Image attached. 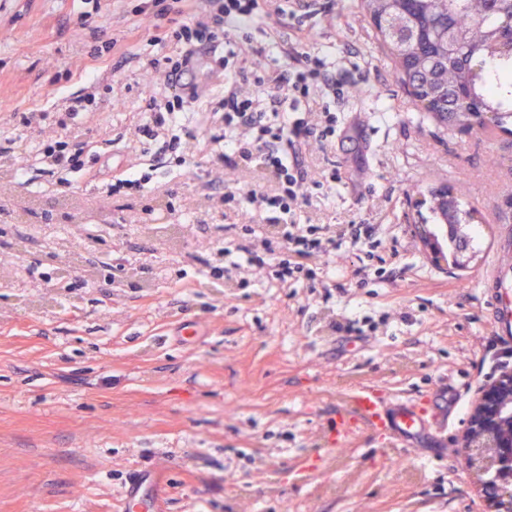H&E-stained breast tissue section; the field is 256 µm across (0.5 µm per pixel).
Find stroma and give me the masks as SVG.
I'll list each match as a JSON object with an SVG mask.
<instances>
[{"instance_id": "stroma-1", "label": "stroma", "mask_w": 512, "mask_h": 512, "mask_svg": "<svg viewBox=\"0 0 512 512\" xmlns=\"http://www.w3.org/2000/svg\"><path fill=\"white\" fill-rule=\"evenodd\" d=\"M140 3L0 0V133L11 134L10 113H61L80 97L102 161H139L132 117L164 74L138 55L165 52L148 47ZM108 39L115 48L103 49ZM297 39L357 68L336 105L339 143L304 152L310 179L332 167L342 177L307 215L378 227L390 281L351 287L357 262L343 247L325 259L324 288L290 295L259 279L193 294L176 287L164 245L137 232L144 198L103 183L62 197L45 177L21 188L0 159V257L35 264L48 237L32 225L64 223L68 209L88 223L123 219L120 250L155 274L151 288L109 300L82 288L43 307L27 304L42 291L37 277L15 272L0 285V512H119L136 478L132 512H498L458 448L479 389L499 377L491 342H512V324L491 309L498 299L512 311V221L500 218L512 206V134H445L420 118L356 0H328ZM155 182L178 192L161 223H222L181 168ZM445 183L476 208L475 238L438 265L411 227L430 221L429 191ZM339 315L376 325L340 336L330 328ZM363 385L434 418L442 465L345 406Z\"/></svg>"}]
</instances>
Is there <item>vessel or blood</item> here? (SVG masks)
Wrapping results in <instances>:
<instances>
[{
  "instance_id": "1",
  "label": "vessel or blood",
  "mask_w": 512,
  "mask_h": 512,
  "mask_svg": "<svg viewBox=\"0 0 512 512\" xmlns=\"http://www.w3.org/2000/svg\"><path fill=\"white\" fill-rule=\"evenodd\" d=\"M347 402L380 427L399 436L403 441L414 443L427 441L432 437L423 415L408 402L386 405L376 391L367 386L352 389L346 396Z\"/></svg>"
}]
</instances>
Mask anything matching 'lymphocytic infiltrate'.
I'll return each mask as SVG.
<instances>
[{
    "instance_id": "1",
    "label": "lymphocytic infiltrate",
    "mask_w": 512,
    "mask_h": 512,
    "mask_svg": "<svg viewBox=\"0 0 512 512\" xmlns=\"http://www.w3.org/2000/svg\"><path fill=\"white\" fill-rule=\"evenodd\" d=\"M318 0H210L208 9L192 12L170 0H144L141 13L158 21L150 45L173 46L174 55L152 59L151 68H164L165 83L139 113L135 133L152 142L167 136L178 167L204 181L224 207V221L212 225L214 246L209 257H197L194 272L180 270L194 287L223 279L237 288L250 287L262 276L267 287H316L322 260L349 246L358 262L356 287L382 281V267L372 224H309L302 217L313 193L324 194L336 185V172L309 182L302 157L306 145L320 149L341 137L340 120L332 103L342 100L351 77L329 55L310 52L289 42L288 31L302 25L317 10ZM252 42L249 55L238 52ZM220 54L224 95L211 111L186 125L184 112L202 99L189 75L200 55ZM259 88V96L244 94L243 84ZM84 108L75 101L67 112L42 109L11 113L19 126L51 129L36 153H29L18 137L7 138V154L18 160V177L29 172L52 176L57 191L71 193L73 175L90 182H109L154 197L155 164L129 165L115 170L92 166L94 145L74 128ZM249 171L253 186L226 185L224 169Z\"/></svg>"
}]
</instances>
